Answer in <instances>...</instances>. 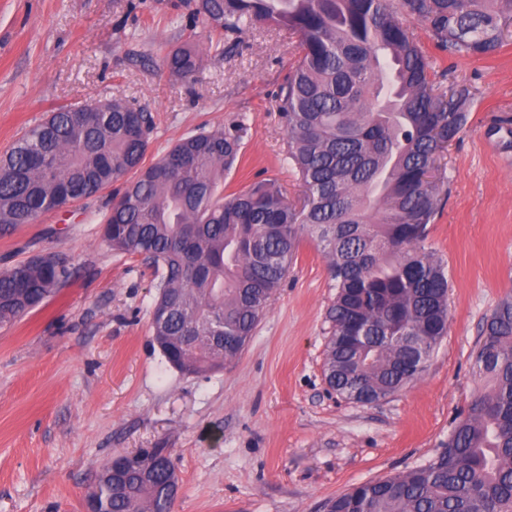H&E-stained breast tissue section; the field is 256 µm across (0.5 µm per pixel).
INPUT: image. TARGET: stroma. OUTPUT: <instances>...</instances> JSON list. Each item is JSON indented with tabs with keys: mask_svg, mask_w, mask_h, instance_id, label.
Returning <instances> with one entry per match:
<instances>
[{
	"mask_svg": "<svg viewBox=\"0 0 512 512\" xmlns=\"http://www.w3.org/2000/svg\"><path fill=\"white\" fill-rule=\"evenodd\" d=\"M441 86L472 93L449 146L448 196L427 243L448 272V334L422 376L372 404L331 391L323 362L336 290L315 242L273 296L242 354L185 374L152 341L161 275L103 239L107 194L0 231V269L55 252L74 271L45 306L0 326V512H84L103 462L137 448L170 451L176 512H326L354 485L433 461L484 383L474 373L486 319L512 295V31L482 57L436 47L399 14ZM187 0H0V155L52 110L134 98L151 112L155 160L200 130L244 129L225 193L300 182L287 159L279 88L296 58L287 31L252 26L208 45ZM199 53L196 82L165 56Z\"/></svg>",
	"mask_w": 512,
	"mask_h": 512,
	"instance_id": "35a3bbf8",
	"label": "stroma"
}]
</instances>
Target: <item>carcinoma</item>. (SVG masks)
Wrapping results in <instances>:
<instances>
[{"mask_svg": "<svg viewBox=\"0 0 512 512\" xmlns=\"http://www.w3.org/2000/svg\"><path fill=\"white\" fill-rule=\"evenodd\" d=\"M435 44L459 57L487 54L512 25V0H399ZM210 26L238 34L254 23L297 38V61L278 93L297 203L273 180L224 195L243 128L201 131L145 163L150 113L134 100L61 107L0 159V229L31 224L112 187L104 241L161 272L151 320L166 362L186 374L238 357L294 264L317 242L336 288L323 371L338 395L374 403L420 378L448 330V273L426 245L442 199L443 152L469 119L470 91L438 92L421 47L391 0H194ZM197 81L196 53L167 58ZM132 177L122 180L127 174ZM73 277L56 254L0 272V325L41 307ZM474 373L488 381L455 421L432 463L357 485L328 512H512V298L487 321ZM96 473L85 504L103 512H170L176 466L166 448L112 484Z\"/></svg>", "mask_w": 512, "mask_h": 512, "instance_id": "obj_1", "label": "carcinoma"}]
</instances>
